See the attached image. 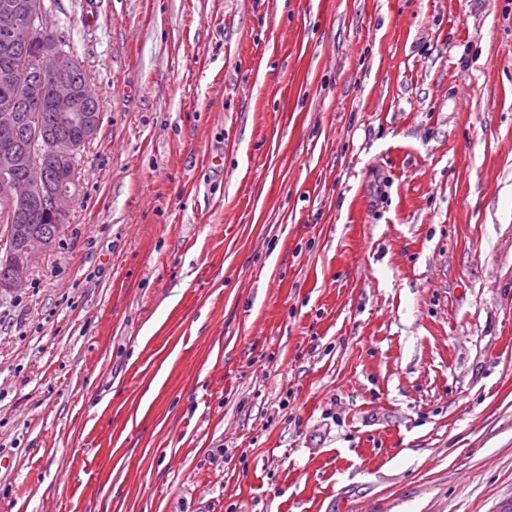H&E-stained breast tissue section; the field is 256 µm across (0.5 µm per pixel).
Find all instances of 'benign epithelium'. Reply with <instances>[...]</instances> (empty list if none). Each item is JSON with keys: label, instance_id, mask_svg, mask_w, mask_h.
<instances>
[{"label": "benign epithelium", "instance_id": "1", "mask_svg": "<svg viewBox=\"0 0 512 512\" xmlns=\"http://www.w3.org/2000/svg\"><path fill=\"white\" fill-rule=\"evenodd\" d=\"M39 38L37 71L25 97L33 109L43 112L50 128L78 126L79 137L48 133L40 128L27 131L29 117L8 106L0 108V138L15 145L0 163V223L8 226L16 245L4 257L0 289L12 288L26 272L33 253L52 240L31 233L27 221L30 208L40 206L45 217L58 222L73 207L76 183L50 185L52 166H72L85 143L98 133L101 112L97 99L70 80L72 65L47 25L44 0H5L0 4V46L9 51L23 33Z\"/></svg>", "mask_w": 512, "mask_h": 512}]
</instances>
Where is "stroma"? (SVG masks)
I'll list each match as a JSON object with an SVG mask.
<instances>
[{
	"instance_id": "stroma-1",
	"label": "stroma",
	"mask_w": 512,
	"mask_h": 512,
	"mask_svg": "<svg viewBox=\"0 0 512 512\" xmlns=\"http://www.w3.org/2000/svg\"><path fill=\"white\" fill-rule=\"evenodd\" d=\"M49 19L102 120L0 290V512L512 507V0Z\"/></svg>"
}]
</instances>
